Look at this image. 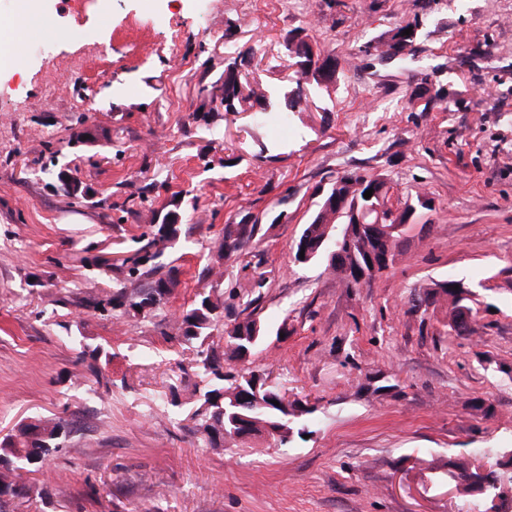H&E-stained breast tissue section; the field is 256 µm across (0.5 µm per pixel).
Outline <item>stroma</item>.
<instances>
[{
	"instance_id": "35a3bbf8",
	"label": "stroma",
	"mask_w": 512,
	"mask_h": 512,
	"mask_svg": "<svg viewBox=\"0 0 512 512\" xmlns=\"http://www.w3.org/2000/svg\"><path fill=\"white\" fill-rule=\"evenodd\" d=\"M41 0L0 72V439L35 418L71 427L5 512H482L434 485L438 466L512 448V0ZM417 25L410 56L369 45ZM306 29L336 80L310 86L292 124L225 114L226 58L283 99V38ZM208 95H199L200 86ZM444 89L446 100L431 99ZM75 169L89 195L50 171ZM396 203L430 197L400 259L360 288L289 247L316 188L348 171ZM178 208L161 257L171 292L148 316L98 299L130 284L152 214ZM253 225L232 255L224 231ZM452 279L476 331L421 300ZM224 323L286 322L252 356L270 385L315 412L304 435L206 447L193 428L206 380L176 318L197 293ZM393 387L377 391L378 379Z\"/></svg>"
}]
</instances>
